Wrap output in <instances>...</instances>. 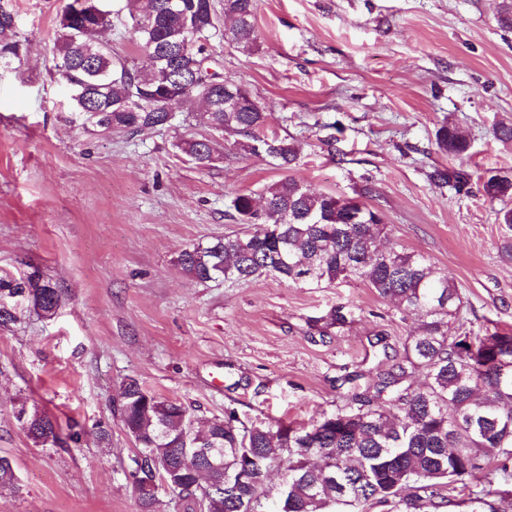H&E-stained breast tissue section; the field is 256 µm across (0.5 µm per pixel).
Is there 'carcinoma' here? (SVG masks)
<instances>
[{"label":"carcinoma","mask_w":512,"mask_h":512,"mask_svg":"<svg viewBox=\"0 0 512 512\" xmlns=\"http://www.w3.org/2000/svg\"><path fill=\"white\" fill-rule=\"evenodd\" d=\"M71 0L59 21L52 71L70 91L71 111L83 125L105 134L168 128L171 80L192 85L178 103L185 112L203 106L209 134L180 139L174 147L199 169L216 160L215 140L243 134L241 150L265 155L292 169L299 146L260 135L265 107L249 103L250 93L224 79V94L207 98L202 63L216 30L213 0H181L172 13L168 0H128L131 36L142 50L137 64L112 56L99 43L112 13L95 15ZM255 0H224V40L243 52L255 47ZM15 13L0 4V61L19 56ZM438 149L451 156L467 142L451 125L436 134ZM430 178L457 191L470 174L437 168ZM482 194L491 202L512 201V173L490 175ZM234 218L253 230L226 234L206 245L182 250L178 264L197 282H249L272 275L288 283L333 284L357 280L420 320L401 341V353L383 374L378 396L355 394L358 407L338 408L311 425L253 423L231 410L197 429L190 412L158 397L138 380L120 388V416L138 448L131 481L170 478V495L181 512H500L504 492L512 493V331L480 334L464 315L457 285L422 254L401 245L377 246L381 215L349 199L316 193L288 175L265 188L262 204L249 193L231 200ZM18 297L41 316L53 317L61 289L38 272L0 277V299ZM417 388L404 385L416 372ZM390 396L381 398V393ZM37 446L63 443L46 412H26L23 425ZM195 448L223 449V469L202 474ZM285 480L276 494L266 474L282 465ZM0 489L17 490L11 459L0 455Z\"/></svg>","instance_id":"obj_1"}]
</instances>
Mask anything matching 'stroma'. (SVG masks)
Listing matches in <instances>:
<instances>
[{"label":"stroma","instance_id":"obj_1","mask_svg":"<svg viewBox=\"0 0 512 512\" xmlns=\"http://www.w3.org/2000/svg\"><path fill=\"white\" fill-rule=\"evenodd\" d=\"M27 45L0 63V275L39 271L63 291L56 315L27 305L0 329V454L19 492L0 512H139L136 447L114 403L136 378L199 421L235 409L254 422L310 424L346 396L376 391L417 321L365 284L292 285L273 276L199 283L177 258L236 231L235 194L260 197L287 172L225 135L213 168L176 151L206 133L198 112L172 127L104 135L71 112L50 72L68 0H6ZM256 45L206 44L269 129L294 142L290 174L380 211L385 244L431 259L460 288L475 329H512V258L499 203L430 180L463 166L512 172V27L498 0H257ZM469 144L442 154L437 129ZM343 307L344 326L317 320ZM39 408L79 443L35 446L16 418ZM112 434L98 440L99 429Z\"/></svg>","mask_w":512,"mask_h":512}]
</instances>
